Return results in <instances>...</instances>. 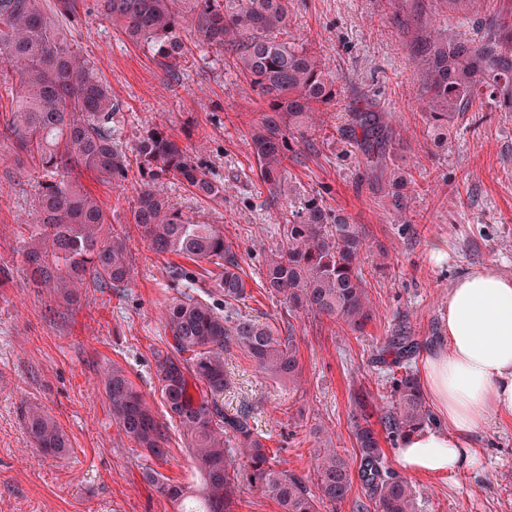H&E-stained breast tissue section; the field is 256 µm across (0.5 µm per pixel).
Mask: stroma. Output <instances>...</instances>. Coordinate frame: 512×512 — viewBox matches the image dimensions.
Returning a JSON list of instances; mask_svg holds the SVG:
<instances>
[{
	"instance_id": "obj_1",
	"label": "stroma",
	"mask_w": 512,
	"mask_h": 512,
	"mask_svg": "<svg viewBox=\"0 0 512 512\" xmlns=\"http://www.w3.org/2000/svg\"><path fill=\"white\" fill-rule=\"evenodd\" d=\"M509 10L512 0H485L479 13L449 9L446 0H292L290 31L322 59L339 97L321 107L315 125L291 132L287 194L275 204L266 201L248 145L264 104L227 55L196 53L172 77L159 57L113 27L95 0L64 24L74 49L121 105L112 124L123 148L150 129L169 130L223 183L216 201L197 199L173 179L160 189L188 216L223 226L250 292L237 309L295 329L302 386L273 380L235 354L227 360L235 387L224 396V410L249 407L279 468L307 484L315 482L320 448L314 426L357 465L351 395L362 389L376 405L390 406V336L410 332L428 349L444 333L448 289L457 277L474 267L512 276V112L488 104L466 113L438 146L422 109L426 63L411 36L471 33L485 15ZM365 105L385 121L386 149L374 167L345 132L350 112ZM398 168L411 179L400 213L386 196ZM81 181L109 224L127 234L133 275L124 288L92 286L69 303L27 276L21 227L35 221V175L18 169L10 148L0 149V256L10 268L0 284V512H173L141 472L151 467L191 481L185 437L171 430L162 459L135 447L110 418L99 373L120 364L164 418L154 353L164 340L165 308L181 293L170 271L185 260L152 253L129 224L134 180L115 187L86 173ZM311 196L364 227L362 269L375 311L364 333L289 315L261 286L260 270L284 224ZM435 246L443 254L438 262ZM34 403L62 427L69 443L63 454H43L28 436L21 413ZM380 444L395 464V442L384 437ZM471 445L484 458L478 472L423 476L395 464V474L416 490L421 512H512V423L480 431Z\"/></svg>"
}]
</instances>
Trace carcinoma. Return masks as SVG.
<instances>
[{"label": "carcinoma", "mask_w": 512, "mask_h": 512, "mask_svg": "<svg viewBox=\"0 0 512 512\" xmlns=\"http://www.w3.org/2000/svg\"><path fill=\"white\" fill-rule=\"evenodd\" d=\"M84 0H0V85L9 84V114L0 140L13 144L16 164L42 171L35 196L37 222L25 225L23 255L37 283L71 300L80 288L98 283L125 285L131 274L127 237L111 230L98 200L78 175L122 184L136 172L139 188L129 223L141 231L157 255L175 254L215 267L200 298L183 294L164 313L165 346L155 351L156 375L169 421L147 406L126 370L105 366L102 384L110 417L137 447L162 459L167 455L168 422L186 437L198 484L175 482L148 468L144 480L166 498L174 512H236V491L245 481L273 501L279 512H318L316 503L344 502L358 478L365 500L361 512H419L417 495L386 462L378 430L392 439L436 423L412 368L417 342L404 333L387 348L393 359L395 404L380 414L369 409L368 394H353V428L360 460L357 470L324 439L315 463L316 490L305 480L275 468L274 452L251 425L250 410L224 412V392L233 388L224 359L248 356L265 374L298 384L301 367L297 336L254 316L234 303L248 297L243 270L224 229L192 220L160 195L158 184L179 180L200 199L224 193L170 133L152 129L131 152L119 144L112 118L120 104L69 42L60 20L78 15ZM100 11L131 41L143 44L171 70L196 50L229 54L235 70L257 88L266 109L250 135V151L277 202L285 188L288 134L314 120L320 107L336 100V80L321 62L288 39L291 0H98ZM189 36H183L185 23ZM428 64L427 112L434 127L449 136L460 115L482 111L492 101L512 112V12L484 20L476 35L458 32L415 38ZM382 116L371 110L350 113L347 131L364 155L382 149ZM405 179L389 185L392 206L407 207ZM364 234L358 224L334 215L314 199L284 226L283 240L263 265L262 287L288 313L311 314L345 323L362 333L374 311L361 269ZM28 435L43 452L68 447L56 420L37 405L25 408Z\"/></svg>", "instance_id": "cac0c4a2"}]
</instances>
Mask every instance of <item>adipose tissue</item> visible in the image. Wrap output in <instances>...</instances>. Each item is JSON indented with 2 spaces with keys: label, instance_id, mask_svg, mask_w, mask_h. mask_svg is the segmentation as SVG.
Here are the masks:
<instances>
[{
  "label": "adipose tissue",
  "instance_id": "1",
  "mask_svg": "<svg viewBox=\"0 0 512 512\" xmlns=\"http://www.w3.org/2000/svg\"><path fill=\"white\" fill-rule=\"evenodd\" d=\"M446 346L427 353L421 377L446 427L402 439L403 469L455 475L480 468L468 435L512 421V277L476 268L448 290Z\"/></svg>",
  "mask_w": 512,
  "mask_h": 512
}]
</instances>
